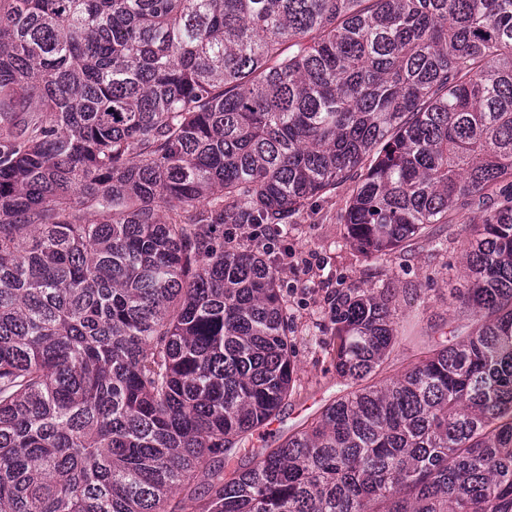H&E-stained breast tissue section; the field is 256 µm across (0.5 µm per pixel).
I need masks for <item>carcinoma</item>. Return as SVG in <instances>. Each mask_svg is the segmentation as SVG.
<instances>
[{
	"instance_id": "obj_1",
	"label": "carcinoma",
	"mask_w": 512,
	"mask_h": 512,
	"mask_svg": "<svg viewBox=\"0 0 512 512\" xmlns=\"http://www.w3.org/2000/svg\"><path fill=\"white\" fill-rule=\"evenodd\" d=\"M346 181L369 254L482 212L448 336L378 380L336 293L348 391L235 465L294 343L224 225ZM0 512H512V0H0Z\"/></svg>"
}]
</instances>
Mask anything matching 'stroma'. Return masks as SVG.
<instances>
[{
  "mask_svg": "<svg viewBox=\"0 0 512 512\" xmlns=\"http://www.w3.org/2000/svg\"><path fill=\"white\" fill-rule=\"evenodd\" d=\"M352 189L348 181L314 199L288 226L290 266L279 271L278 285L293 316L297 390L279 417L255 432V447L288 433L341 395L334 368L337 339L328 317L337 292L385 285L396 300L403 331L417 323L440 327L454 311L448 290L464 279V244L478 211L454 212L448 223L431 225L428 236L375 260L345 239L342 215Z\"/></svg>",
  "mask_w": 512,
  "mask_h": 512,
  "instance_id": "obj_1",
  "label": "stroma"
}]
</instances>
